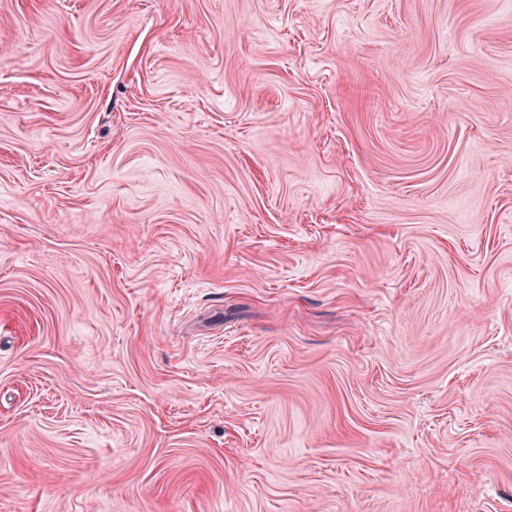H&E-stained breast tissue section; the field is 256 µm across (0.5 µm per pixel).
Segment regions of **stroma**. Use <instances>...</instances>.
<instances>
[{
  "instance_id": "1",
  "label": "stroma",
  "mask_w": 512,
  "mask_h": 512,
  "mask_svg": "<svg viewBox=\"0 0 512 512\" xmlns=\"http://www.w3.org/2000/svg\"><path fill=\"white\" fill-rule=\"evenodd\" d=\"M0 512H512V0H0Z\"/></svg>"
}]
</instances>
